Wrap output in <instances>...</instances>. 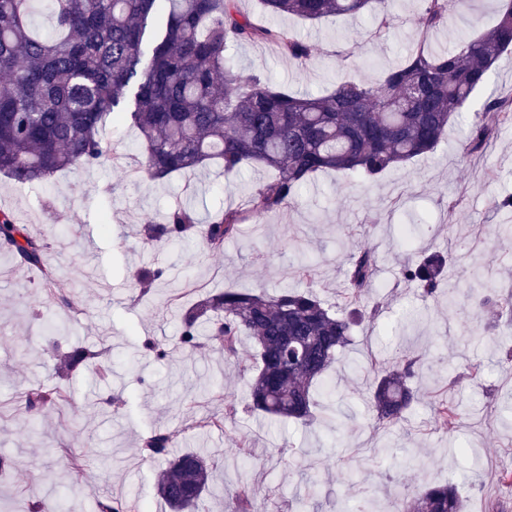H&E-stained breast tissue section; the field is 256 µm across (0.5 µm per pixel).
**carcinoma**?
Instances as JSON below:
<instances>
[{"label":"carcinoma","instance_id":"carcinoma-1","mask_svg":"<svg viewBox=\"0 0 512 512\" xmlns=\"http://www.w3.org/2000/svg\"><path fill=\"white\" fill-rule=\"evenodd\" d=\"M54 26H32L35 0H0V174L20 185L40 182L75 165L100 164L108 154L112 121L124 116L140 135L144 169L164 180L217 160L235 177L258 165L270 180L250 193L242 209L227 208L199 224L184 206L160 223L143 225L147 244L183 243L199 231L205 248L224 251L241 225L278 213L314 175L333 170L376 180L385 172L433 152L448 126L472 109L500 57L512 50V0H500L495 22L455 48L423 44L372 83L344 81L332 91L300 95L257 75L238 71L231 48L261 40L299 62L309 46L289 28L256 25L236 0H47ZM393 0H260L263 11L304 21L337 15L375 14L390 25ZM418 25L428 34L445 21L452 0H423ZM512 123V99L489 96L481 119L465 137L468 154L482 152L501 127ZM0 242L17 261L42 277L56 296V273L45 268L47 243L29 234L12 214L0 211ZM377 260L352 253L345 271V306L336 311L310 288L269 295L234 288L209 296L186 311L181 344L214 347L237 355L240 336L255 347L249 384L250 412L309 425L316 390L338 416L327 376L352 327L364 317ZM448 256L439 251L407 258L403 279L434 298L445 284ZM164 277L161 269L140 274V295ZM93 357L81 347L57 353L56 367L69 374ZM420 358L397 357L371 387L375 426L398 424L412 407V380ZM34 414L70 401V394L42 388L23 393ZM440 426L454 430L462 418L450 400L438 407ZM175 433L156 429L144 444L151 458L166 460L156 482L158 496L174 512H192L201 501L213 466L196 453L170 456ZM255 488L244 479L234 493L235 512H254ZM452 484L426 486L407 495L396 512H464ZM98 512H142L138 503L106 497Z\"/></svg>","mask_w":512,"mask_h":512}]
</instances>
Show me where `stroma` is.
Instances as JSON below:
<instances>
[{"instance_id": "obj_1", "label": "stroma", "mask_w": 512, "mask_h": 512, "mask_svg": "<svg viewBox=\"0 0 512 512\" xmlns=\"http://www.w3.org/2000/svg\"><path fill=\"white\" fill-rule=\"evenodd\" d=\"M496 0H455L442 27L423 34L422 0H396L387 29L370 16H338L319 22L278 17L267 25L291 28L310 46L305 64L259 42L238 45L233 55L243 74H255L293 92L314 95L346 80L376 81L420 43L451 48L476 37L495 19ZM118 164L75 167L51 179L20 185L0 175V210L46 238L48 266L60 270L57 288L78 303L69 312L39 286V274L18 268L0 249V457L15 466L0 481V512H28L32 503H63L65 512H97L102 496L136 499L148 512H170L155 493L164 468L141 443L156 428L176 435L172 452L202 454L217 464L198 512H230L241 476L255 485L257 512H341L353 504L399 500L419 482L457 483L466 512H512L499 461L512 454V362L503 356L512 339L484 300L512 293V239L490 230L511 224L496 212L494 197L512 194V126L502 128L486 150L464 156L459 127H449L437 148L370 183L333 172L318 173L295 202L244 225L241 236L211 253L174 243L146 245L145 221H162L180 205L194 206L201 220L243 205L267 171L256 167L225 177L219 163L168 180H149L139 134L127 123L111 125ZM413 248L451 252L452 278L463 281L455 304L425 302L400 278ZM377 258L370 304L340 351L328 379L340 395L341 416L310 427L279 423L247 409L254 349L243 343L230 363L215 351L179 346L185 311L209 292L224 288H305L295 267L311 259L316 293L341 305L350 252ZM160 267L165 277L150 302L137 300L138 272ZM165 346L166 359L145 354V341ZM106 350L69 375H60L53 343ZM412 351L425 358L415 379L420 400L390 435L376 431L369 411L372 360ZM483 366L481 378L464 375L467 363ZM110 364L101 378V364ZM32 385L70 392V404L35 415L22 394ZM222 389L237 408L223 431L192 428L219 412ZM462 403L466 416L454 433L436 422L441 401ZM249 455L240 458V447ZM80 457L81 481L68 460ZM428 460L417 471L414 458Z\"/></svg>"}]
</instances>
